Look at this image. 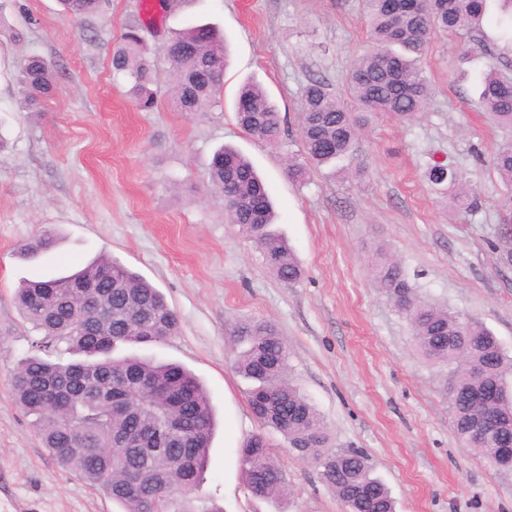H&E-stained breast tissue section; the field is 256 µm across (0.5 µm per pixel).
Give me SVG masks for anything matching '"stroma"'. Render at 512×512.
Wrapping results in <instances>:
<instances>
[{"mask_svg":"<svg viewBox=\"0 0 512 512\" xmlns=\"http://www.w3.org/2000/svg\"><path fill=\"white\" fill-rule=\"evenodd\" d=\"M362 12V0H186L151 19L142 0H102L76 22L58 0H0V512H123L45 452L10 379L38 337L15 289L103 253L158 288L180 321L166 342L121 345L116 356L180 363L210 396L216 429L190 512L213 503L223 512H345L318 468L251 413L249 382L234 369V331L247 320L271 322L287 340L291 375L319 412L327 447L365 453L396 512H512V473L460 445L447 368L418 351L374 281L376 264L393 257L418 298L479 321L512 356V267L497 249L504 185L489 163L505 133L479 102L489 61L512 77V45L497 0H487L481 31L434 32L421 59L432 85L426 112L407 124L374 118L335 169L292 180L300 92L320 78L349 101L347 73L368 46ZM135 22L160 61L150 112L112 70ZM195 23L216 26L228 48L221 104L204 113L173 107L163 60L167 40ZM31 54L52 63L60 91L25 109L17 75ZM248 81L277 105L281 147L239 126L234 101ZM224 145L265 180L280 215L274 229L304 269L299 283L278 280L207 194V165ZM435 160L461 172L475 205L428 185ZM45 230L53 248L23 257L19 245ZM260 432L286 479L278 502L251 493L226 449Z\"/></svg>","mask_w":512,"mask_h":512,"instance_id":"obj_1","label":"stroma"}]
</instances>
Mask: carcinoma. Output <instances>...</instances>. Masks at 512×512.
Instances as JSON below:
<instances>
[{
	"label": "carcinoma",
	"mask_w": 512,
	"mask_h": 512,
	"mask_svg": "<svg viewBox=\"0 0 512 512\" xmlns=\"http://www.w3.org/2000/svg\"><path fill=\"white\" fill-rule=\"evenodd\" d=\"M369 47L352 64L348 90L363 112L347 110L320 79L311 80L301 96L300 137L303 161L288 158V176L302 180L307 166L330 167L350 155L358 128L387 114L408 123L426 111L431 88L419 55L435 30L470 32L480 27L487 0H431L420 15H393L389 0H363ZM74 18L99 12L101 0H62ZM401 47L397 53L392 46ZM165 58L173 73V101L181 112H209L223 88L227 48L215 27L195 25L167 43ZM114 72L127 77L128 95L145 112L156 106L151 86L157 81L155 59L148 53L141 25L128 26L112 55ZM22 104L33 107L57 91L53 68L42 57H28L19 72ZM483 109L496 124L512 131V81L494 65L484 74L479 93ZM234 111L238 124L255 140L282 141L278 109L257 83L239 91ZM505 191L497 207L512 224V137L497 144L491 158ZM430 185L458 200L467 197L463 175L442 162L428 166ZM207 193L224 203L231 223L261 250L267 266L285 283L294 284L303 269L285 238L275 234V212L267 188L251 162L231 147L216 150L207 168ZM55 237L44 232L20 247L29 256L50 250ZM377 287L391 300L401 293L418 350L447 365L453 386L449 412L454 432L466 448L482 454L500 471H512V454L503 441L471 436L474 410L512 420V396L504 385L512 358L481 324L425 304L413 296L397 263L376 265ZM18 308L41 337L13 373L16 404L36 417L42 445L64 469L93 489H102L124 512H182L183 495L140 501L129 492L136 481L145 490L159 486L181 490L198 487L209 460L215 430L211 401L199 379L176 363L114 358L120 344H157L179 331V319L164 296L150 283L108 255H100L74 273L49 280L27 281L18 288ZM247 342L238 372L253 383L249 406L269 393L277 405L254 411L266 427L290 445L313 444L310 451L326 467L325 483L347 512L360 509L362 493H371L381 512H394L387 487L370 474L358 451L325 448V432L315 407L289 374L288 344L270 323L240 326ZM55 354L52 362L48 356ZM67 354L80 360L64 361ZM479 367L482 377L473 374ZM262 435L241 448L243 479L263 499H280L285 477L272 459Z\"/></svg>",
	"instance_id": "cac0c4a2"
}]
</instances>
